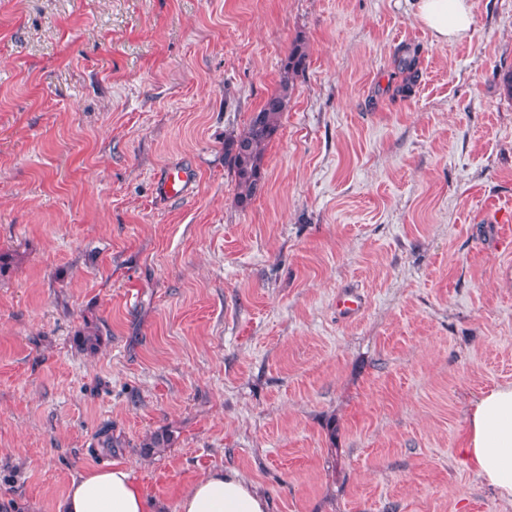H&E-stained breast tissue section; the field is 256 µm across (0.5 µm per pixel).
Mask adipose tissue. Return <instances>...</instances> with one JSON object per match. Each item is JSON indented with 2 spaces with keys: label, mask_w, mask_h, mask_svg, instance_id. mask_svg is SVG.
<instances>
[{
  "label": "adipose tissue",
  "mask_w": 512,
  "mask_h": 512,
  "mask_svg": "<svg viewBox=\"0 0 512 512\" xmlns=\"http://www.w3.org/2000/svg\"><path fill=\"white\" fill-rule=\"evenodd\" d=\"M418 14L438 38H460L472 28L466 0H418ZM463 455L477 478L512 504V385L496 387L471 406ZM267 501L237 471H212L181 497L179 512H267ZM58 512H151L124 466L75 476Z\"/></svg>",
  "instance_id": "obj_1"
}]
</instances>
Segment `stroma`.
Masks as SVG:
<instances>
[{"label": "stroma", "mask_w": 512, "mask_h": 512, "mask_svg": "<svg viewBox=\"0 0 512 512\" xmlns=\"http://www.w3.org/2000/svg\"><path fill=\"white\" fill-rule=\"evenodd\" d=\"M468 4L447 41L416 0H0V512L114 463L157 512L219 469L269 512H512L459 453L512 384V0ZM297 40L243 208L224 140ZM163 190L170 196L182 195L188 184V176L176 167H169L162 178Z\"/></svg>", "instance_id": "obj_1"}]
</instances>
